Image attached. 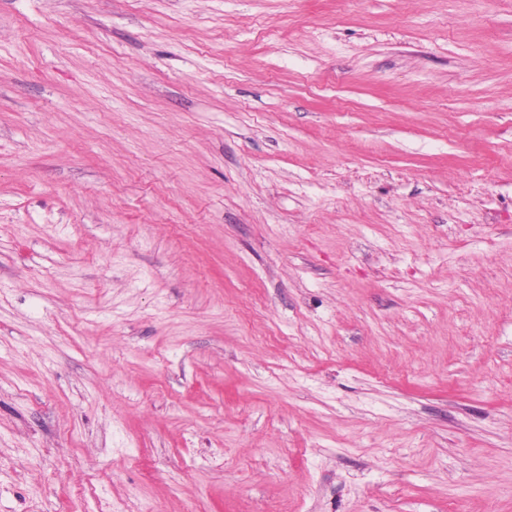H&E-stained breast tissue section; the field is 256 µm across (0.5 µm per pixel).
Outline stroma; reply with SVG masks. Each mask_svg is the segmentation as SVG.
Instances as JSON below:
<instances>
[{
  "label": "stroma",
  "mask_w": 512,
  "mask_h": 512,
  "mask_svg": "<svg viewBox=\"0 0 512 512\" xmlns=\"http://www.w3.org/2000/svg\"><path fill=\"white\" fill-rule=\"evenodd\" d=\"M0 512H512V0H0Z\"/></svg>",
  "instance_id": "stroma-1"
}]
</instances>
